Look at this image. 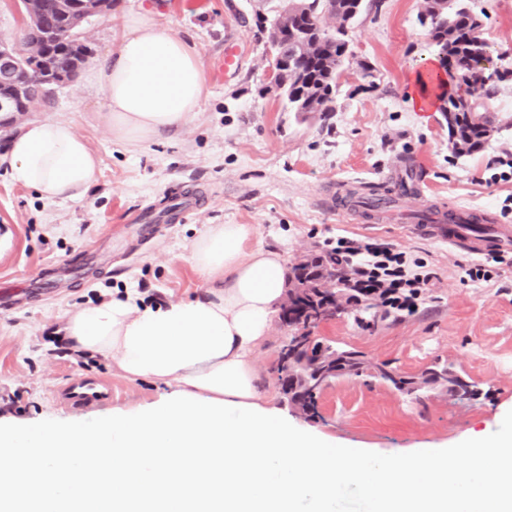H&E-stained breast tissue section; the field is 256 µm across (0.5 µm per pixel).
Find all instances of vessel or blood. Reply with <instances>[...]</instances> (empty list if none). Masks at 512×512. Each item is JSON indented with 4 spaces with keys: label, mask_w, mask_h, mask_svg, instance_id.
<instances>
[{
    "label": "vessel or blood",
    "mask_w": 512,
    "mask_h": 512,
    "mask_svg": "<svg viewBox=\"0 0 512 512\" xmlns=\"http://www.w3.org/2000/svg\"><path fill=\"white\" fill-rule=\"evenodd\" d=\"M422 195L418 179L409 176L407 168L400 167L395 169L387 191L372 193L352 204L339 202L338 208L359 220L376 223L394 218L402 207ZM411 230L415 235L476 255L512 246L511 224L498 223L489 211L455 205L435 211L427 221L413 224ZM64 396L71 405L93 406L111 401L112 389L92 379H81L68 384Z\"/></svg>",
    "instance_id": "vessel-or-blood-1"
}]
</instances>
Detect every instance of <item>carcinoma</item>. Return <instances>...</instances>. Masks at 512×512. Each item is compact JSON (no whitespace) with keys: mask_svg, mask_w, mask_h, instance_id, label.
<instances>
[{"mask_svg":"<svg viewBox=\"0 0 512 512\" xmlns=\"http://www.w3.org/2000/svg\"><path fill=\"white\" fill-rule=\"evenodd\" d=\"M35 12L38 22L32 32L54 29L61 22L58 0H36ZM359 6L355 0H290L286 12L279 15L274 25L272 40L277 35L291 39L296 33L309 35V49L288 61V69L295 74V81L288 86V104L292 111H299L297 99L320 94L319 111L327 114L335 111V95L338 78L350 64L352 52L346 39V29L358 13ZM336 18V27L328 30L319 21L322 13ZM425 20L428 21L430 34L439 46L442 60L449 72L450 80L461 83L472 79L479 87V93L494 82L486 81L477 73L485 62L489 61L487 43L481 37L482 24L478 16L472 14L462 4L456 2L442 7L430 6ZM79 60L72 43L59 31L45 42L35 56H26L22 73H35L50 64L59 72H68ZM444 111L448 112L449 141L453 150L460 154H469L487 141L492 131L491 117L485 112L470 107L463 109L450 94ZM336 272V267L324 265L319 269L292 267L288 282L303 280L314 286L312 295L303 304L279 313V318L292 327L294 341L301 347L299 351L281 348L277 364L274 367L275 381L283 395L297 398L308 416L317 415V398L324 390L323 383L332 382L341 377L369 376L392 385L409 395L421 391V385L442 386L449 393L464 398L471 394L470 385L458 376L449 373L446 367H430L420 376H403L389 364L373 363L363 353L355 350L337 348L328 359L319 356L321 340L309 341L311 332L306 322L302 321V307L316 308L323 306L316 286L321 280Z\"/></svg>","mask_w":512,"mask_h":512,"instance_id":"1","label":"carcinoma"}]
</instances>
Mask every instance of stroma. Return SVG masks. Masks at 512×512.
Segmentation results:
<instances>
[{
  "label": "stroma",
  "mask_w": 512,
  "mask_h": 512,
  "mask_svg": "<svg viewBox=\"0 0 512 512\" xmlns=\"http://www.w3.org/2000/svg\"><path fill=\"white\" fill-rule=\"evenodd\" d=\"M142 2L119 0L112 14L89 18L77 75L50 105L15 119L20 130L34 121L72 123L98 167L81 199L50 201L14 185L0 164V288L30 289L21 304L0 306V421L93 422L157 401L162 389L151 380L127 379L109 361L71 353L62 338L68 314L125 287L150 298L193 297L206 286L188 260L194 239L211 224H247L252 246L277 244L291 259L340 237L387 242L422 259L437 278L415 315L371 330L344 313L316 333L405 375L448 365L471 385L464 399L435 389L417 401L373 378L344 377L322 391L320 416L306 430L339 448L404 455L458 448L472 433L512 425V267L488 282H463L461 268L476 256L407 233L413 212L392 224H365L330 204L339 192L385 188L392 168L408 160L427 203L449 199L512 225V181L491 182L488 168L492 158L512 156V0H466L482 17L481 35L502 78L478 105L493 131L482 149L463 156L449 145L445 112H418L408 103L412 73L444 72L419 22L422 0H363L348 29L354 57L326 117L289 111L270 84L272 48L255 21L274 18L286 0H152L161 23L195 44L206 94L185 130L136 146L114 140L104 97L87 75L117 49L122 12ZM230 45L237 65L228 71ZM186 202L194 206L188 218L152 236L129 221L131 213L157 216ZM89 244L94 253H84ZM288 332L273 324L260 349L262 384L284 414L288 401L271 369ZM77 377L111 383V402L66 406L57 393Z\"/></svg>",
  "instance_id": "obj_1"
}]
</instances>
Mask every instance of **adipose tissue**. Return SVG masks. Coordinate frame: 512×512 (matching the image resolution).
I'll list each match as a JSON object with an SVG mask.
<instances>
[{
  "label": "adipose tissue",
  "mask_w": 512,
  "mask_h": 512,
  "mask_svg": "<svg viewBox=\"0 0 512 512\" xmlns=\"http://www.w3.org/2000/svg\"><path fill=\"white\" fill-rule=\"evenodd\" d=\"M114 139L136 145L187 127L204 83L199 53L153 8L128 11L116 52L91 77ZM0 162L47 200L82 196L97 158L70 122L14 136ZM246 224H212L189 261L207 286L188 299L135 288L71 311V351L111 361L166 392L96 424L0 426V512H336L353 488L373 512H512V428L447 448L376 455L293 426L258 385L256 355L285 294L288 261L251 247ZM493 469V483L478 475Z\"/></svg>",
  "instance_id": "1"
}]
</instances>
